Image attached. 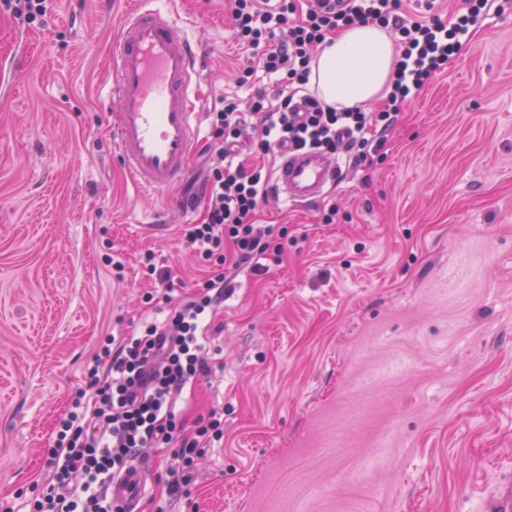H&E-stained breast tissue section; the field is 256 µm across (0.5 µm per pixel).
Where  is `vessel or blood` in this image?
Returning a JSON list of instances; mask_svg holds the SVG:
<instances>
[{"instance_id":"1","label":"vessel or blood","mask_w":512,"mask_h":512,"mask_svg":"<svg viewBox=\"0 0 512 512\" xmlns=\"http://www.w3.org/2000/svg\"><path fill=\"white\" fill-rule=\"evenodd\" d=\"M197 53L192 41L159 9L146 5L126 15L106 60L105 79L119 107L110 135L136 190L159 193L185 180L201 136L197 106ZM340 178L337 160L317 150L278 151L274 191L288 202L319 199ZM145 487L136 467L119 478L113 495L134 512Z\"/></svg>"}]
</instances>
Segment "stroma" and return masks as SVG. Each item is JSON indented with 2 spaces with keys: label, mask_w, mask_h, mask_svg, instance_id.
Instances as JSON below:
<instances>
[{
  "label": "stroma",
  "mask_w": 512,
  "mask_h": 512,
  "mask_svg": "<svg viewBox=\"0 0 512 512\" xmlns=\"http://www.w3.org/2000/svg\"><path fill=\"white\" fill-rule=\"evenodd\" d=\"M139 2L47 0L34 25L0 13V60L14 62L0 70L2 505L42 482L103 336L163 319L209 275L184 238L204 214V154L145 196L106 133L105 58ZM161 7L202 48L203 112L248 100L230 0ZM338 162L321 199L263 204L282 260L236 276L212 372L178 402L223 410L224 438L176 499L157 450L140 512H503L512 499V0L404 106L383 154ZM148 252L172 286L149 276Z\"/></svg>",
  "instance_id": "stroma-1"
}]
</instances>
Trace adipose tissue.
Segmentation results:
<instances>
[{"instance_id":"adipose-tissue-1","label":"adipose tissue","mask_w":512,"mask_h":512,"mask_svg":"<svg viewBox=\"0 0 512 512\" xmlns=\"http://www.w3.org/2000/svg\"><path fill=\"white\" fill-rule=\"evenodd\" d=\"M397 53L384 28L357 24L338 33L311 63L310 83L336 109L374 102L389 83Z\"/></svg>"}]
</instances>
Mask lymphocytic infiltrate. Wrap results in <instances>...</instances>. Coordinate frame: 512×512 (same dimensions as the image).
Segmentation results:
<instances>
[{"mask_svg": "<svg viewBox=\"0 0 512 512\" xmlns=\"http://www.w3.org/2000/svg\"><path fill=\"white\" fill-rule=\"evenodd\" d=\"M489 10V0H463L445 22L407 14L402 0H343L338 7L309 0H231L237 42L258 51L266 74L275 76L278 103L270 105L259 89L249 112L227 96L209 115L220 146L205 184V217L188 226L185 238L216 273L195 298L169 307L161 323L117 343L104 338L87 370L88 387L76 391L58 422L45 461L48 476L28 512H121L109 487L148 448L170 449L165 485L172 496L183 493L195 457L224 436L218 410L189 423L176 408L185 386L210 371L202 328L224 300L223 270L246 265L262 272L283 254L270 242L273 227L257 222L271 191L265 155L285 145L360 160ZM359 23L391 27L400 35L392 91L377 112L339 111L305 91L313 50Z\"/></svg>", "mask_w": 512, "mask_h": 512, "instance_id": "obj_1", "label": "lymphocytic infiltrate"}]
</instances>
